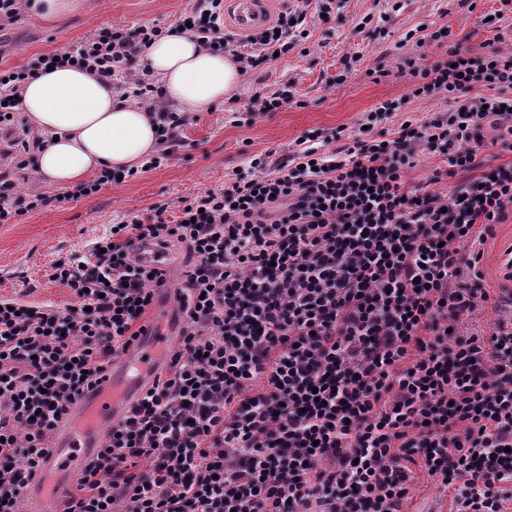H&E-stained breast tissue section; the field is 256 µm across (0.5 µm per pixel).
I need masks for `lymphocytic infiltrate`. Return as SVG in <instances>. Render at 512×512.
Returning <instances> with one entry per match:
<instances>
[{"label": "lymphocytic infiltrate", "mask_w": 512, "mask_h": 512, "mask_svg": "<svg viewBox=\"0 0 512 512\" xmlns=\"http://www.w3.org/2000/svg\"><path fill=\"white\" fill-rule=\"evenodd\" d=\"M251 35L243 68L307 36L310 3ZM185 22L229 50L223 0H196ZM163 28L102 26L77 45L0 69V130L13 133L24 84L62 64L116 80L155 112L162 156L197 114L162 102L138 57ZM410 98L446 95L422 123L382 129L388 100L362 130L311 131L287 159L255 157L250 175L113 225L89 255L55 260L63 308L0 298V512H24L51 437L140 336L166 277L145 248L186 247L175 289L184 321L164 372L145 385L84 466L58 512H402L418 464L452 490V512H504L512 499V308L485 286L484 246L512 215V49L409 58ZM493 138H485V128ZM338 143L319 152L318 142ZM442 158L407 183L419 150ZM118 175L73 189L21 193L0 180V224ZM493 307L484 327L476 311Z\"/></svg>", "instance_id": "f902f5d3"}]
</instances>
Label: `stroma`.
<instances>
[{"instance_id": "obj_1", "label": "stroma", "mask_w": 512, "mask_h": 512, "mask_svg": "<svg viewBox=\"0 0 512 512\" xmlns=\"http://www.w3.org/2000/svg\"><path fill=\"white\" fill-rule=\"evenodd\" d=\"M194 0H86L82 9L47 22L26 15L20 24L0 32V66L18 67L37 55L81 41L102 26L126 29L154 23L178 26ZM370 25H363V18ZM447 29L442 42L430 34ZM308 38L279 58L245 74L234 96L201 113L199 121L179 133L180 145L159 167L102 186L93 196L63 208H47L0 224V296L57 307L72 303L67 289L49 278L50 266L68 253L85 254L113 224L134 215H149L166 206L177 217L181 198L223 188L226 179L247 172L255 156L285 158L296 141L312 130L344 127L355 134L364 113L387 100L405 99L389 120L396 127L421 121L447 108L443 95L408 99L413 83L406 58L416 56L415 39L426 38V52L444 55L461 44L481 49L496 36L512 39V0H344L328 17L308 12ZM356 63L346 81L331 84L347 57ZM292 85L297 102L288 108L244 122L258 92L272 93ZM452 495L415 470L404 512H450Z\"/></svg>"}]
</instances>
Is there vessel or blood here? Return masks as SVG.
<instances>
[{
    "label": "vessel or blood",
    "instance_id": "vessel-or-blood-1",
    "mask_svg": "<svg viewBox=\"0 0 512 512\" xmlns=\"http://www.w3.org/2000/svg\"><path fill=\"white\" fill-rule=\"evenodd\" d=\"M265 0H237L235 19L240 29L265 25ZM163 356V341L153 337L134 343L121 357L119 370L78 400L73 417L63 419L42 465V476L29 487V512H56L67 483L81 471L101 445L103 428L122 416L132 380H144Z\"/></svg>",
    "mask_w": 512,
    "mask_h": 512
}]
</instances>
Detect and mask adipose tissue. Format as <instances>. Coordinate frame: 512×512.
<instances>
[{
  "mask_svg": "<svg viewBox=\"0 0 512 512\" xmlns=\"http://www.w3.org/2000/svg\"><path fill=\"white\" fill-rule=\"evenodd\" d=\"M142 63L167 100L195 112L229 98L242 79L234 58L206 49L182 32L156 40ZM20 107L43 135L35 168L58 188L101 169L140 167L157 150L156 122L149 112L119 100L111 83L82 70L39 74L24 88Z\"/></svg>",
  "mask_w": 512,
  "mask_h": 512,
  "instance_id": "ef3b65f1",
  "label": "adipose tissue"
}]
</instances>
